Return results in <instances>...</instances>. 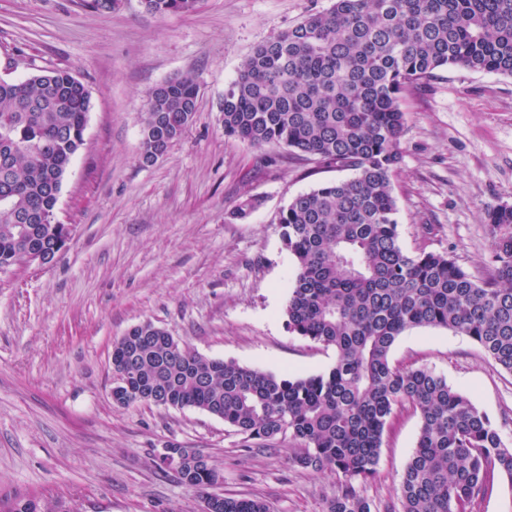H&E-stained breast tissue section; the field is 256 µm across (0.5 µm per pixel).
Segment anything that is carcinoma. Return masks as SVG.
<instances>
[{
	"label": "carcinoma",
	"instance_id": "1",
	"mask_svg": "<svg viewBox=\"0 0 512 512\" xmlns=\"http://www.w3.org/2000/svg\"><path fill=\"white\" fill-rule=\"evenodd\" d=\"M198 0H144L155 14L188 12ZM512 76V0H333L332 6L259 44L224 87V134L256 148L352 176L294 196L279 213L295 260L288 329L333 349L326 371L280 376L209 359L144 322L112 347V400L194 408L265 448L298 446L295 463L343 478L323 512H372L357 483L376 474L395 409L409 403L421 426L385 512H470L495 473L512 481V448L445 376L397 369L406 330L441 326L472 339L512 375V205L485 211L491 255L483 276L455 255L403 249L392 176L401 162L403 92L435 71ZM198 84L172 78L149 93L140 160L164 156L192 122ZM90 94L64 70L0 79V269L18 259L24 216L41 246L64 235L54 214L84 144ZM157 457L181 484L210 498L218 473L199 448L167 444ZM214 512H273L259 499L222 496ZM0 512H41L35 497L0 501Z\"/></svg>",
	"mask_w": 512,
	"mask_h": 512
}]
</instances>
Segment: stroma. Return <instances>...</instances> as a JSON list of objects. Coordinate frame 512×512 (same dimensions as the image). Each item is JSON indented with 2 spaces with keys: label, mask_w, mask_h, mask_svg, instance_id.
Segmentation results:
<instances>
[{
  "label": "stroma",
  "mask_w": 512,
  "mask_h": 512,
  "mask_svg": "<svg viewBox=\"0 0 512 512\" xmlns=\"http://www.w3.org/2000/svg\"><path fill=\"white\" fill-rule=\"evenodd\" d=\"M331 0H201L154 14L142 0L95 12L82 0H0V77L69 71L90 91L84 145L55 210L71 225L46 266L0 270V497L32 495L47 512H202L199 494L154 458L167 443L201 448L221 495L273 512H322L336 474L302 469L296 445L246 446L193 408L112 401V345L145 321L211 359L294 376L329 369L332 350L291 333L295 261L277 217L297 194L342 179L282 149L225 136L220 103L257 45ZM181 75L199 85L194 118L156 163L142 165L149 90ZM402 160L392 184L400 241L450 251L472 274L489 258L484 212L512 205V77L451 68L402 99ZM257 207L231 213L243 200ZM391 363L446 376L512 445V375L469 337L423 326L397 339ZM419 415L397 408L377 473L360 484L381 512L396 499Z\"/></svg>",
  "instance_id": "stroma-1"
}]
</instances>
